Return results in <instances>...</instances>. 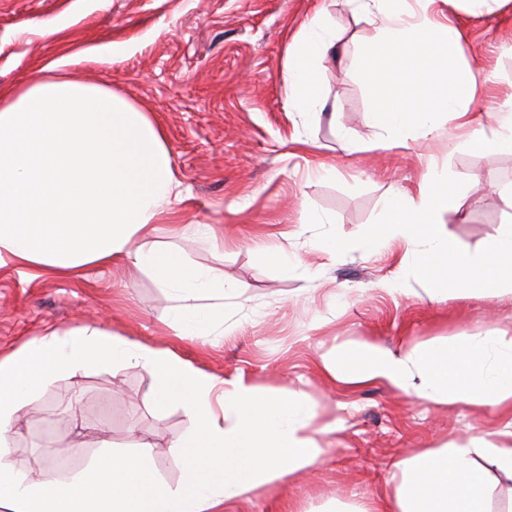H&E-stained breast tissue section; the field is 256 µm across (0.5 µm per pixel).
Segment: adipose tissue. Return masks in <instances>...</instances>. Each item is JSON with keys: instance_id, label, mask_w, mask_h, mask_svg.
Here are the masks:
<instances>
[{"instance_id": "1", "label": "adipose tissue", "mask_w": 512, "mask_h": 512, "mask_svg": "<svg viewBox=\"0 0 512 512\" xmlns=\"http://www.w3.org/2000/svg\"><path fill=\"white\" fill-rule=\"evenodd\" d=\"M353 0L377 30L362 46L375 98L368 123L391 145L438 136L442 115L472 130L473 148L512 153V107L483 132L473 104L478 75L453 64L462 48L455 24L435 21L431 0ZM325 20L315 17L289 44L288 106L319 104L314 68L334 53ZM419 77L421 93L403 89ZM171 153L144 112L101 85L58 75L0 88V268L43 270L69 278L120 261L150 273L177 300L178 335L224 333L222 274L191 265L167 242L147 240L165 208L181 199ZM126 362L152 379L151 403L182 406L190 430L169 454L183 476L164 481L151 442L106 450L76 473L37 481L15 465L14 424L57 376ZM324 369L339 382L380 380L419 400L448 406L512 402V339L466 333L451 345L412 344L395 352L360 342L327 353ZM312 403L287 390L264 394L243 379L220 380L174 351L136 344L89 325L54 330L0 355V512H224L259 486L312 468L322 449L310 431ZM512 475V430L478 432L397 463L398 480L370 512H486L479 459Z\"/></svg>"}]
</instances>
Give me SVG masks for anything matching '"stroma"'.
I'll return each instance as SVG.
<instances>
[{
    "label": "stroma",
    "instance_id": "obj_1",
    "mask_svg": "<svg viewBox=\"0 0 512 512\" xmlns=\"http://www.w3.org/2000/svg\"><path fill=\"white\" fill-rule=\"evenodd\" d=\"M319 8L336 55L319 70L320 112L308 116L289 110L284 73L289 43ZM433 8L462 31L456 66L488 76L476 107L512 102V0L479 10L469 0H435ZM56 17L68 26L45 34ZM374 35L351 0H0V85L61 63L72 79L104 85L146 112L166 137L184 196L155 238L242 287L224 302L231 335L186 339L169 325L175 300L126 265L71 278L5 267L0 353L49 329L103 327L262 393H303L318 424L336 422L334 433L317 437L326 453L316 466L258 487L225 512L365 507L390 488L399 460L512 422L498 407L425 403L379 380L346 386L321 368L324 354L355 342L397 351L410 340L447 344L462 332L512 336V294L434 299L401 268L406 242L332 258L305 222L314 210L342 237H356L391 192L416 190L430 160L466 182L444 217L452 242L480 250L512 219V196L492 190L512 186V154L475 150L450 123L443 136L408 149L380 146V131L366 121L374 97L360 52ZM103 45L111 63L84 60L86 49ZM275 250L298 258L308 278L274 261ZM394 276L399 290L379 289ZM151 386L148 374L124 364L58 376L17 420L15 464L36 480L54 475L40 461L47 426L81 467L102 440L118 450L148 440L161 477L178 482L182 465L168 448L191 422L182 408L151 407Z\"/></svg>",
    "mask_w": 512,
    "mask_h": 512
}]
</instances>
